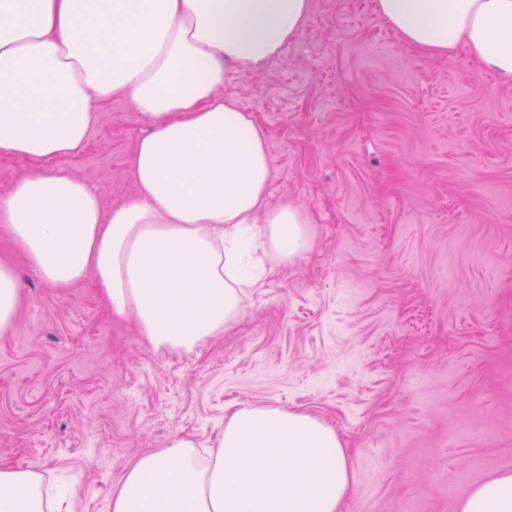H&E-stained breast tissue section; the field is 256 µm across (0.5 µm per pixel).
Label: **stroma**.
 Returning a JSON list of instances; mask_svg holds the SVG:
<instances>
[{
    "label": "stroma",
    "instance_id": "stroma-1",
    "mask_svg": "<svg viewBox=\"0 0 512 512\" xmlns=\"http://www.w3.org/2000/svg\"><path fill=\"white\" fill-rule=\"evenodd\" d=\"M224 93L265 129L271 204L305 206L312 248L259 279L195 351L154 350L93 277L23 297L0 334V464L104 512L126 466L179 436L215 445L240 404L308 413L348 442L344 512H457L512 470V82L465 50L431 57L362 0H311L261 71ZM147 120L103 104L52 161L104 209L136 193Z\"/></svg>",
    "mask_w": 512,
    "mask_h": 512
}]
</instances>
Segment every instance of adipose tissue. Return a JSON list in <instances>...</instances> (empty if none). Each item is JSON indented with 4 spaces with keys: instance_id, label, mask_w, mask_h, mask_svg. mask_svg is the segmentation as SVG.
I'll return each mask as SVG.
<instances>
[{
    "instance_id": "adipose-tissue-1",
    "label": "adipose tissue",
    "mask_w": 512,
    "mask_h": 512,
    "mask_svg": "<svg viewBox=\"0 0 512 512\" xmlns=\"http://www.w3.org/2000/svg\"><path fill=\"white\" fill-rule=\"evenodd\" d=\"M311 0H0V156L37 162L0 196V234L48 285L93 275L110 314L157 350L191 352L230 329L266 264L312 246L299 205H271L264 129L224 96V66L278 55ZM407 44L463 48L512 81V0H376ZM129 98L150 121L132 156L136 195L103 210L52 160L81 152L101 105ZM22 285L0 255V334ZM348 449L320 419L241 405L214 448L193 441L134 461L108 512H342L355 485ZM43 477L0 466V512H62ZM459 512H512V472L476 487Z\"/></svg>"
}]
</instances>
